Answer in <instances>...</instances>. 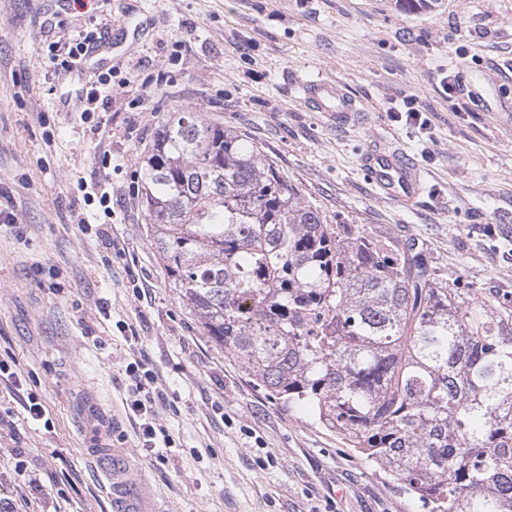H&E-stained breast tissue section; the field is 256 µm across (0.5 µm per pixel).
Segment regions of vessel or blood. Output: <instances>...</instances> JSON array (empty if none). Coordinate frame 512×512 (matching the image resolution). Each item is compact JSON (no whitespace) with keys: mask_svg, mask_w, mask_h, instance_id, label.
Segmentation results:
<instances>
[{"mask_svg":"<svg viewBox=\"0 0 512 512\" xmlns=\"http://www.w3.org/2000/svg\"><path fill=\"white\" fill-rule=\"evenodd\" d=\"M308 93L316 111L345 114L354 105L337 87L325 80L313 82ZM371 178L385 194L404 204H411L420 185V173L410 162L382 155L372 159ZM106 470L112 477V512H158L150 487L139 470L132 466L124 449L113 448L105 459Z\"/></svg>","mask_w":512,"mask_h":512,"instance_id":"obj_1","label":"vessel or blood"}]
</instances>
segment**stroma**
<instances>
[{"mask_svg":"<svg viewBox=\"0 0 512 512\" xmlns=\"http://www.w3.org/2000/svg\"><path fill=\"white\" fill-rule=\"evenodd\" d=\"M107 23L92 58L111 69L104 109L75 89L90 70L51 61L60 36ZM480 82L484 102L437 75ZM355 99L339 124L302 86ZM428 119L394 122L409 99ZM181 108L244 134L328 216L427 252L439 280L512 302V0H0V360L45 407L31 420L0 393V496L18 512H111L82 412L142 469L161 512H425L307 409L250 382L179 299L151 247L141 153ZM396 152L424 177L414 206L368 183ZM109 192L111 214L99 198ZM163 390L165 461L138 446L128 363Z\"/></svg>","mask_w":512,"mask_h":512,"instance_id":"stroma-1","label":"stroma"}]
</instances>
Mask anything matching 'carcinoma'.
<instances>
[{
	"label": "carcinoma",
	"mask_w": 512,
	"mask_h": 512,
	"mask_svg": "<svg viewBox=\"0 0 512 512\" xmlns=\"http://www.w3.org/2000/svg\"><path fill=\"white\" fill-rule=\"evenodd\" d=\"M150 245L253 385L429 512H512V306L305 200L262 148L171 112L142 159Z\"/></svg>",
	"instance_id": "cac0c4a2"
}]
</instances>
